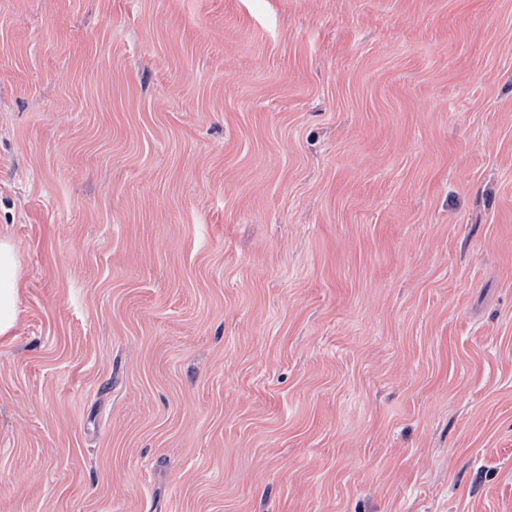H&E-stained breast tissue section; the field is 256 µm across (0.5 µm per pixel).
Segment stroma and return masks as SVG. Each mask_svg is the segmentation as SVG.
I'll use <instances>...</instances> for the list:
<instances>
[{
    "label": "stroma",
    "mask_w": 512,
    "mask_h": 512,
    "mask_svg": "<svg viewBox=\"0 0 512 512\" xmlns=\"http://www.w3.org/2000/svg\"><path fill=\"white\" fill-rule=\"evenodd\" d=\"M0 512H512V0H0ZM18 253L8 239L0 238V335L10 333L16 323L19 297Z\"/></svg>",
    "instance_id": "1"
}]
</instances>
